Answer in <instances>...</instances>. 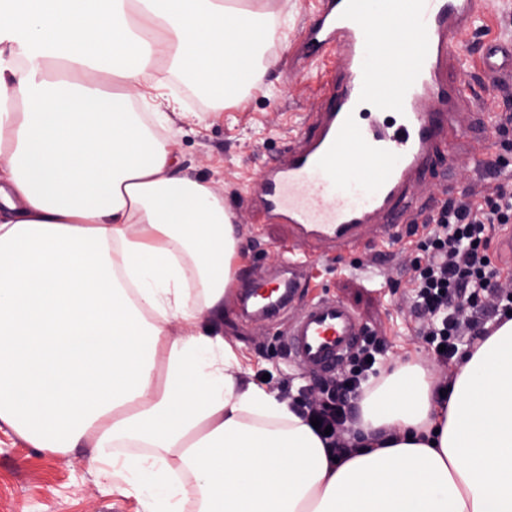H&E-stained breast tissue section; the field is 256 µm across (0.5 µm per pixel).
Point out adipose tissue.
<instances>
[{"instance_id":"1","label":"adipose tissue","mask_w":512,"mask_h":512,"mask_svg":"<svg viewBox=\"0 0 512 512\" xmlns=\"http://www.w3.org/2000/svg\"><path fill=\"white\" fill-rule=\"evenodd\" d=\"M275 20L263 0H0V425L91 445L141 512H512V319L445 405L416 364L365 387L338 459L198 327L238 226L178 171L169 81L223 110Z\"/></svg>"}]
</instances>
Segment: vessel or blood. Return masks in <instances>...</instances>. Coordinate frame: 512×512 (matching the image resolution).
Returning <instances> with one entry per match:
<instances>
[{"label":"vessel or blood","instance_id":"obj_1","mask_svg":"<svg viewBox=\"0 0 512 512\" xmlns=\"http://www.w3.org/2000/svg\"><path fill=\"white\" fill-rule=\"evenodd\" d=\"M484 18L482 0H320L300 69L339 50L307 132L291 141L250 186L264 223L284 224L283 269L259 276L240 296L255 316L285 320L284 343L297 364L328 373L356 346L364 326L345 302L323 297L296 316L313 261L353 253L366 242L397 243L425 212L415 194L464 136L460 110L479 100L466 76H448ZM486 72L512 80V42L488 45Z\"/></svg>","mask_w":512,"mask_h":512}]
</instances>
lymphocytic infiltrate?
I'll use <instances>...</instances> for the list:
<instances>
[{
  "instance_id": "obj_1",
  "label": "lymphocytic infiltrate",
  "mask_w": 512,
  "mask_h": 512,
  "mask_svg": "<svg viewBox=\"0 0 512 512\" xmlns=\"http://www.w3.org/2000/svg\"><path fill=\"white\" fill-rule=\"evenodd\" d=\"M510 228L512 180L489 196L448 199L424 224L412 265V300L428 318L419 334L435 360L456 362L461 340L487 335L488 321L512 319V268L495 264L489 254L497 235ZM384 350L377 336H364L346 368L323 379L321 401H309L302 392L295 398L308 420L330 428L325 441L336 455L349 452L344 439L354 421L349 397L377 375L373 360Z\"/></svg>"
}]
</instances>
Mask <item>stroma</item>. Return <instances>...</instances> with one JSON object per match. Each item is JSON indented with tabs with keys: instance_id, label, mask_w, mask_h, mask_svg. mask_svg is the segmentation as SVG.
<instances>
[{
	"instance_id": "35a3bbf8",
	"label": "stroma",
	"mask_w": 512,
	"mask_h": 512,
	"mask_svg": "<svg viewBox=\"0 0 512 512\" xmlns=\"http://www.w3.org/2000/svg\"><path fill=\"white\" fill-rule=\"evenodd\" d=\"M318 0H274V10L287 13L288 36L265 50L266 66L259 71L245 101L221 112L210 109L206 96L193 85L176 81L174 90L187 100L188 117L178 122L174 152L184 174L207 184L224 197L235 215L241 237L239 278L274 271L288 247V227L263 223L247 198V191L271 162L303 129L307 115L320 104L318 96L324 63L312 64L298 72L292 54ZM481 102L463 111L461 123L466 136L454 149L447 186L432 179L421 181L417 190L428 205L446 196L468 192L485 196L504 182L505 173L474 175L469 156L471 139L492 144L512 162V151L504 152L507 137L496 116L512 85L493 83L483 76ZM415 245L372 246L356 259L323 258L310 269V288L297 297L289 315H296L306 298L330 296L356 309L366 330L386 339L388 351L379 364L381 373L412 362L421 365L437 386L450 382L454 368L439 364L418 334L419 318L411 298L410 264ZM202 326L217 325L232 343L244 364L255 372L269 374L273 382L290 381L293 387H311L315 379L284 355L277 336L279 325L264 319L245 317L237 294L224 301L218 320L205 317ZM98 464L90 446L68 454H53L32 447L8 428L0 429V512H137L135 497L119 492L113 479L99 477Z\"/></svg>"
}]
</instances>
